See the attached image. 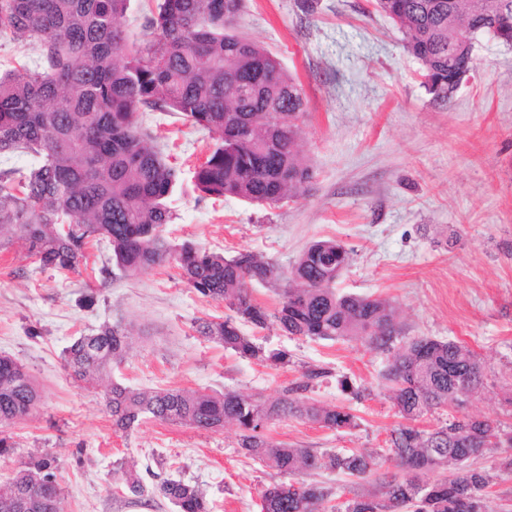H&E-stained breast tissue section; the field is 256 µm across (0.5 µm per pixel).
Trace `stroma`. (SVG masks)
Returning <instances> with one entry per match:
<instances>
[{
  "label": "stroma",
  "mask_w": 512,
  "mask_h": 512,
  "mask_svg": "<svg viewBox=\"0 0 512 512\" xmlns=\"http://www.w3.org/2000/svg\"><path fill=\"white\" fill-rule=\"evenodd\" d=\"M240 32L260 42L295 75L308 99L299 149L314 171L306 191L275 206L235 198L199 199L191 181L173 195L164 234L232 256L250 251L290 268L313 242L351 253L335 287L394 302L404 337L454 339L478 355L484 389L417 420L431 429L484 416L512 434V45L477 37L476 68L450 100H434L423 66L373 0H246ZM144 124L172 162L190 170L210 143L177 115L148 112ZM104 248L79 266L40 269L20 245L0 249V354L24 364L41 394L33 418L5 428L13 445L0 481L31 452L53 453L65 512H174L155 486H199L212 512H259L276 471L244 457L235 430L200 431L148 420L115 432L106 409L110 380L134 388L234 390L272 399L309 382V398L351 409L358 425L332 431L296 418L274 422L269 438L318 453L377 456L401 424L380 377L385 354L355 341H323L258 331L289 364L243 359L200 336L201 319L223 318V302L197 294L165 264L136 276H103ZM122 322L132 349L110 380L68 376L64 349L103 323ZM324 369L307 380L306 370ZM501 445L479 465L492 481L487 512H512V476ZM135 467L146 491L128 494L114 470Z\"/></svg>",
  "instance_id": "1"
}]
</instances>
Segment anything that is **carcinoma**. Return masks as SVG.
Segmentation results:
<instances>
[{"instance_id": "carcinoma-1", "label": "carcinoma", "mask_w": 512, "mask_h": 512, "mask_svg": "<svg viewBox=\"0 0 512 512\" xmlns=\"http://www.w3.org/2000/svg\"><path fill=\"white\" fill-rule=\"evenodd\" d=\"M374 2L424 65L435 100L450 98L461 75L475 68L477 36L512 42V0ZM129 6L130 0H0V41L31 46L27 63L0 74V159L37 158L19 178L16 169L0 168V249L21 240L40 268L58 271L75 269L89 243L105 244L108 261L126 275L172 264L189 288L228 310L222 320L199 321L197 331L241 358L290 362L285 350L266 353L244 325L312 340L359 339L387 354L382 379L407 423L391 434L394 473L364 452L318 455L267 437L272 422L288 417L337 432L357 427L349 409L305 396L306 382L262 399L113 381L106 396L112 426L127 433L153 419L204 431L235 427L239 453L301 487L287 494L280 482L267 486L261 512H319L332 491L306 477L325 469L370 478L376 487L330 506L333 512H462L466 502L483 512L491 475L475 462L500 425L476 417L432 430L410 425L484 386L473 350L428 336L401 341L388 300L336 292L325 270L348 264L349 253L333 240L312 243L286 274L251 252L227 257L164 238L173 219L168 201L184 171L150 144L144 112L179 114L213 138L190 170L199 197L274 205L313 179L297 150L307 102L279 59L238 31L244 0H156L147 18L151 38L138 46L120 23ZM255 284L278 291L279 307L261 306ZM129 348L125 328L107 323L65 348V369L75 380L108 376ZM39 401L31 374L0 355V428L33 414ZM57 470L49 455L15 470L0 482V512H64ZM427 473L433 481L422 480ZM115 474L131 494L142 493L135 470L121 466ZM158 490L177 512H210L196 485L170 479Z\"/></svg>"}]
</instances>
